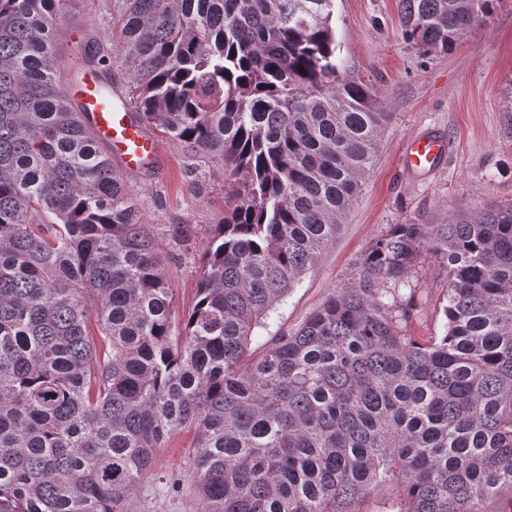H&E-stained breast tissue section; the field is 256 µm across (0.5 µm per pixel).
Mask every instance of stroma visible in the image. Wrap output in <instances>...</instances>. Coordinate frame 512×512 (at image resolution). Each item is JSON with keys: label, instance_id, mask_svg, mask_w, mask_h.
<instances>
[{"label": "stroma", "instance_id": "35a3bbf8", "mask_svg": "<svg viewBox=\"0 0 512 512\" xmlns=\"http://www.w3.org/2000/svg\"><path fill=\"white\" fill-rule=\"evenodd\" d=\"M332 25L340 77L369 85L394 117L335 241L276 305L267 327L256 329L257 346L276 331H295L330 293L355 283L362 254L390 225L445 224L491 203H512V0H500L487 21L471 28L448 54L423 52L407 40L398 0H335ZM111 26V0H73L54 33L62 84H70L82 69L75 55L82 34ZM147 130L158 138L166 166L125 179L142 202L146 223L156 227L171 288V316L179 324L196 301L199 258L209 229L224 216V172L193 157L155 125ZM424 134L440 137L447 149L431 168L408 169L407 147ZM172 224L189 225L181 242L169 236ZM409 279L417 287L409 330L418 336L443 335L446 268L426 257ZM193 455V438L185 433L158 448L130 512H197ZM163 475L180 479L178 495H153Z\"/></svg>", "mask_w": 512, "mask_h": 512}]
</instances>
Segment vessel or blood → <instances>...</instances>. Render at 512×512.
Returning a JSON list of instances; mask_svg holds the SVG:
<instances>
[{"mask_svg":"<svg viewBox=\"0 0 512 512\" xmlns=\"http://www.w3.org/2000/svg\"><path fill=\"white\" fill-rule=\"evenodd\" d=\"M68 94L79 101L90 114L95 133L110 151L119 154L126 170L135 171L145 162H159L160 144L142 122L131 118L127 108H119L102 97L99 82L92 75L83 76ZM443 141L424 136L413 141L406 157L408 166L415 169L431 167L444 151Z\"/></svg>","mask_w":512,"mask_h":512,"instance_id":"vessel-or-blood-1","label":"vessel or blood"}]
</instances>
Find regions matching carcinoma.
I'll return each instance as SVG.
<instances>
[{"label":"carcinoma","instance_id":"cac0c4a2","mask_svg":"<svg viewBox=\"0 0 512 512\" xmlns=\"http://www.w3.org/2000/svg\"><path fill=\"white\" fill-rule=\"evenodd\" d=\"M70 2L0 0V512H125L181 432L202 512H359L390 484L398 512H483L512 489L511 204L391 225L358 285L250 353L393 116L338 78L334 0H112V48L79 45L104 77L121 57L136 114L224 169L180 329L141 203L57 78ZM497 3L400 0V21L449 53ZM425 254L448 305L423 340L396 291Z\"/></svg>","mask_w":512,"mask_h":512}]
</instances>
